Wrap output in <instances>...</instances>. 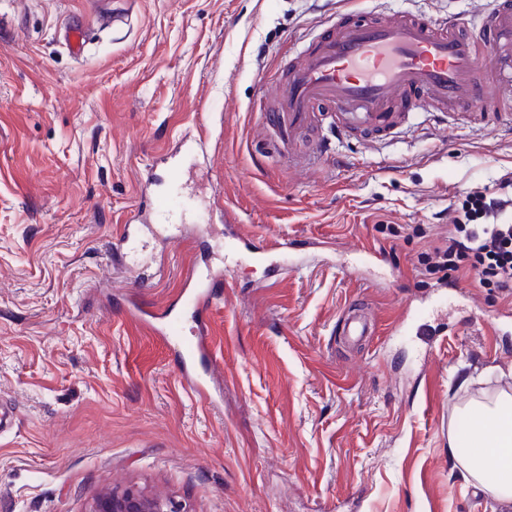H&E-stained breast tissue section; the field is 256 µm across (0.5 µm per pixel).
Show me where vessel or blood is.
<instances>
[{"mask_svg": "<svg viewBox=\"0 0 512 512\" xmlns=\"http://www.w3.org/2000/svg\"><path fill=\"white\" fill-rule=\"evenodd\" d=\"M63 37L70 53L82 58L87 45L82 22L67 23ZM270 92L271 120L285 142L323 110L337 135L360 130L390 137L410 119L409 113L393 109L400 97L413 102L416 111L437 115L505 107L504 93L512 94V0H496L475 19L339 11L319 47L304 53L283 81L271 83ZM182 175V167L171 171V190L155 207L162 223H175L189 207L177 192ZM223 277L220 269L204 276L193 272L177 292L197 325L195 337L185 339L179 352L182 381L200 396L206 395L217 369L205 315L215 300L211 286ZM127 316L156 323L157 335L182 336V322L167 314L132 307ZM374 333L372 322L361 314L343 319L342 334L349 341Z\"/></svg>", "mask_w": 512, "mask_h": 512, "instance_id": "b4317fda", "label": "vessel or blood"}]
</instances>
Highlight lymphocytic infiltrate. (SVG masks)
Returning a JSON list of instances; mask_svg holds the SVG:
<instances>
[{
    "label": "lymphocytic infiltrate",
    "mask_w": 512,
    "mask_h": 512,
    "mask_svg": "<svg viewBox=\"0 0 512 512\" xmlns=\"http://www.w3.org/2000/svg\"><path fill=\"white\" fill-rule=\"evenodd\" d=\"M428 273L472 275L489 292L512 295V172L495 186L473 187L460 200L445 244L422 254Z\"/></svg>",
    "instance_id": "obj_1"
}]
</instances>
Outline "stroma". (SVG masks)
Segmentation results:
<instances>
[{"mask_svg": "<svg viewBox=\"0 0 512 512\" xmlns=\"http://www.w3.org/2000/svg\"><path fill=\"white\" fill-rule=\"evenodd\" d=\"M490 0H361L475 16ZM128 16L99 29L97 11ZM337 0H0V512H87L105 489L184 512H504L466 483L465 406L512 394V296L423 274L461 192L512 171V112L413 116L371 145L284 148L260 110ZM85 16L74 59L58 38ZM206 125L211 164L187 189L254 243L301 240L292 270L225 259L221 234L145 238L147 167ZM401 226L405 233L393 236ZM371 245L386 260L341 265ZM225 264L208 339L223 380L202 397L177 344L129 320L169 309L190 269ZM427 318L433 345L402 331ZM378 335L345 344L352 304Z\"/></svg>", "mask_w": 512, "mask_h": 512, "instance_id": "35a3bbf8", "label": "stroma"}]
</instances>
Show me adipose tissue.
Returning <instances> with one entry per match:
<instances>
[{"mask_svg": "<svg viewBox=\"0 0 512 512\" xmlns=\"http://www.w3.org/2000/svg\"><path fill=\"white\" fill-rule=\"evenodd\" d=\"M466 415L473 425V452L461 462L466 481H483L488 467H495L496 479L489 491L496 501L512 504V395L471 405Z\"/></svg>", "mask_w": 512, "mask_h": 512, "instance_id": "ef3b65f1", "label": "adipose tissue"}]
</instances>
